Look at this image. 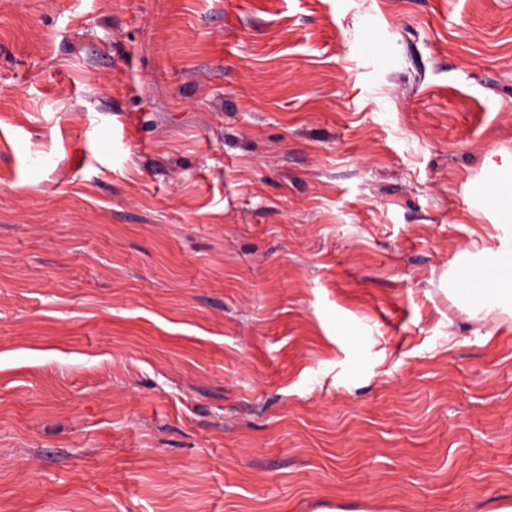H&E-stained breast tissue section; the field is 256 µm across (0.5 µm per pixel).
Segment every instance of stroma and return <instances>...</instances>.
I'll return each instance as SVG.
<instances>
[{
  "instance_id": "1",
  "label": "stroma",
  "mask_w": 512,
  "mask_h": 512,
  "mask_svg": "<svg viewBox=\"0 0 512 512\" xmlns=\"http://www.w3.org/2000/svg\"><path fill=\"white\" fill-rule=\"evenodd\" d=\"M512 0H0V512L512 499ZM489 283L492 300L483 297H470L477 308L484 311L485 318H494L500 312L512 314V250L503 248L497 255L494 274Z\"/></svg>"
}]
</instances>
